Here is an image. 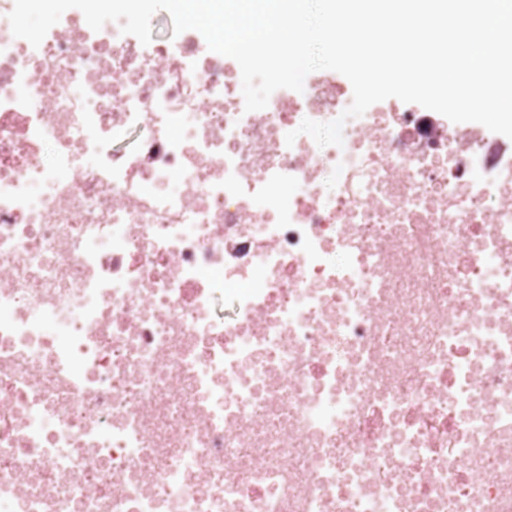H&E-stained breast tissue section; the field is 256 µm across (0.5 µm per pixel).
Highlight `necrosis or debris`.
<instances>
[{"mask_svg": "<svg viewBox=\"0 0 512 512\" xmlns=\"http://www.w3.org/2000/svg\"><path fill=\"white\" fill-rule=\"evenodd\" d=\"M13 5L0 512H512V140Z\"/></svg>", "mask_w": 512, "mask_h": 512, "instance_id": "obj_1", "label": "necrosis or debris"}]
</instances>
